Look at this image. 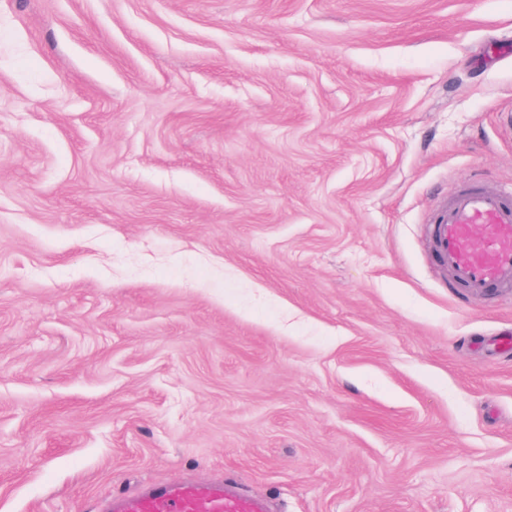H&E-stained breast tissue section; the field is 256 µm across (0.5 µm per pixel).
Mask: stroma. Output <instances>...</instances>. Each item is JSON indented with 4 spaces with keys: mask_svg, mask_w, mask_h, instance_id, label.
I'll use <instances>...</instances> for the list:
<instances>
[{
    "mask_svg": "<svg viewBox=\"0 0 512 512\" xmlns=\"http://www.w3.org/2000/svg\"><path fill=\"white\" fill-rule=\"evenodd\" d=\"M505 110L512 0H0V512H512ZM429 232L433 262L454 288L512 290V192L467 185L434 212ZM107 512H267L265 501L224 481L151 484L134 497L112 499Z\"/></svg>",
    "mask_w": 512,
    "mask_h": 512,
    "instance_id": "1",
    "label": "stroma"
}]
</instances>
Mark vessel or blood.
<instances>
[{
    "instance_id": "1",
    "label": "vessel or blood",
    "mask_w": 512,
    "mask_h": 512,
    "mask_svg": "<svg viewBox=\"0 0 512 512\" xmlns=\"http://www.w3.org/2000/svg\"><path fill=\"white\" fill-rule=\"evenodd\" d=\"M434 264L450 284L472 294L512 290V192L468 185L440 209L429 226ZM108 512H268L265 501L230 483L152 484L111 500Z\"/></svg>"
}]
</instances>
